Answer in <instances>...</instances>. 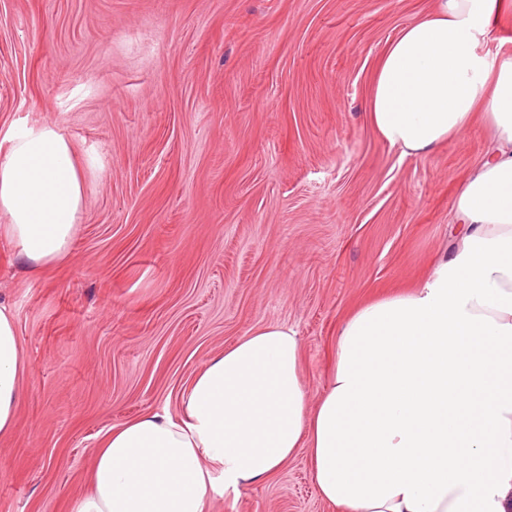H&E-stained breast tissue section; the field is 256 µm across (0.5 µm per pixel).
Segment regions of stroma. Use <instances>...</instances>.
Masks as SVG:
<instances>
[{
    "instance_id": "35a3bbf8",
    "label": "stroma",
    "mask_w": 512,
    "mask_h": 512,
    "mask_svg": "<svg viewBox=\"0 0 512 512\" xmlns=\"http://www.w3.org/2000/svg\"><path fill=\"white\" fill-rule=\"evenodd\" d=\"M432 0H0V157L57 125L87 182L67 256L0 239L29 365L0 437V512H70L114 426L253 329L302 339L320 394L344 319L414 288L453 240L482 117L425 157L368 121L378 61ZM208 512H334L304 453Z\"/></svg>"
}]
</instances>
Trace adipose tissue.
<instances>
[{
    "label": "adipose tissue",
    "instance_id": "adipose-tissue-1",
    "mask_svg": "<svg viewBox=\"0 0 512 512\" xmlns=\"http://www.w3.org/2000/svg\"><path fill=\"white\" fill-rule=\"evenodd\" d=\"M512 0H434L384 51L367 102L377 134L424 156L483 114L490 148L454 203L462 232L432 276L341 325L318 398L295 330L269 325L210 357L178 413L111 428L71 512H207L306 451L337 512H512V56L485 46ZM0 238L30 271L61 260L87 185L57 125L13 132ZM28 364L0 304V436L17 430Z\"/></svg>",
    "mask_w": 512,
    "mask_h": 512
}]
</instances>
